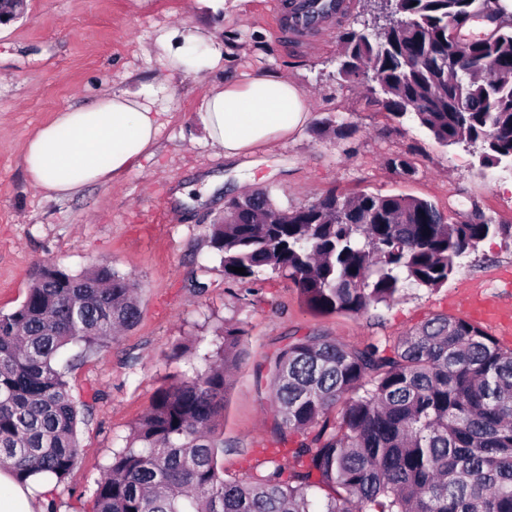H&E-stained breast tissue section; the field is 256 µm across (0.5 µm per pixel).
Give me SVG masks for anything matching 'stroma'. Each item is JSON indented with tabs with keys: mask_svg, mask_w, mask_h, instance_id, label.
<instances>
[{
	"mask_svg": "<svg viewBox=\"0 0 512 512\" xmlns=\"http://www.w3.org/2000/svg\"><path fill=\"white\" fill-rule=\"evenodd\" d=\"M346 3L332 28L299 48L274 33V0H24L21 15L0 25V312L24 301L30 273L43 262L74 273L108 263L139 282V323L68 374L74 399L90 410L78 429V462L50 494L57 512L91 507L113 451L125 446L157 391L185 372L175 348L217 342L225 322L246 331L224 404L228 480L264 459L268 368L297 338L320 333L349 346L389 347L444 314L512 349V332L474 311L485 298L512 302V240L487 239L444 286L407 289L358 315L313 314L296 286L281 280L256 284L252 303L243 305L224 281L209 228L230 198L245 193H268L282 208L314 203L330 188L408 195L430 200L452 222L476 204L494 223L512 224L511 167H481L476 153L439 144L413 116L398 119L372 103L367 82L343 80L338 37L372 17L368 0ZM196 28L221 48V64L164 80L160 35ZM261 73L292 79L310 119L272 149L224 159L206 142L204 98L214 85ZM124 90L143 91L159 114L153 152L112 181L67 197L34 185L23 155L37 129L67 107ZM326 121L355 132L345 140L320 135ZM397 155L414 162L415 176L388 168ZM178 190L186 198L176 199Z\"/></svg>",
	"mask_w": 512,
	"mask_h": 512,
	"instance_id": "obj_1",
	"label": "stroma"
}]
</instances>
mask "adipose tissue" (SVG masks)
<instances>
[{
  "label": "adipose tissue",
  "mask_w": 512,
  "mask_h": 512,
  "mask_svg": "<svg viewBox=\"0 0 512 512\" xmlns=\"http://www.w3.org/2000/svg\"><path fill=\"white\" fill-rule=\"evenodd\" d=\"M159 44L172 76L211 69L223 59L194 31L171 32ZM308 116L307 100L294 82L257 76L245 83L214 86L204 103L203 123L211 147L231 159L275 146L302 129ZM158 130L157 114L142 92L106 93L91 105L57 112L41 126L25 145L27 172L47 193L73 194L125 171L151 151ZM4 485L10 493L0 495V512H33L35 500L53 488L48 477L19 484L10 469L0 466V486Z\"/></svg>",
  "instance_id": "adipose-tissue-1"
}]
</instances>
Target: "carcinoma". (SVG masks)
Instances as JSON below:
<instances>
[{"label":"carcinoma","mask_w":512,"mask_h":512,"mask_svg":"<svg viewBox=\"0 0 512 512\" xmlns=\"http://www.w3.org/2000/svg\"><path fill=\"white\" fill-rule=\"evenodd\" d=\"M391 8L398 25L340 36L339 74L369 78L377 105L413 113L440 144L479 146L485 168L512 160V22L466 32L497 17L496 0ZM493 236L512 239V225L477 206L450 223L427 199L335 189L289 209L265 193L233 198L209 229L241 298L257 281L285 279L317 315L439 288ZM137 289L113 265L72 273L45 262L24 301L0 313V465L18 481L61 483L74 469L80 411L59 354L85 358L133 328ZM243 336L224 324L206 368L157 391L103 469L91 512H512V350L480 327L439 314L389 350L319 335L289 343L269 383L264 469L229 481L217 431Z\"/></svg>","instance_id":"obj_1"}]
</instances>
